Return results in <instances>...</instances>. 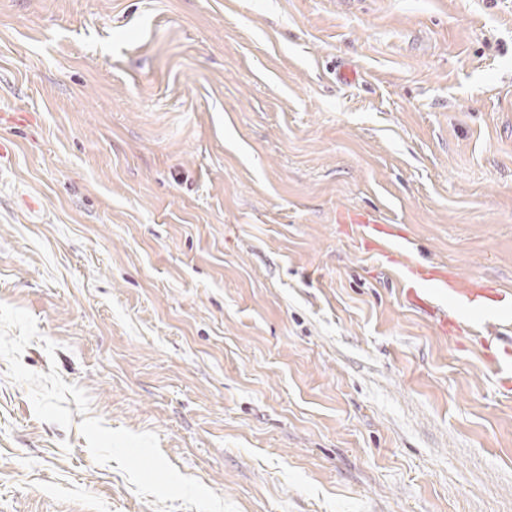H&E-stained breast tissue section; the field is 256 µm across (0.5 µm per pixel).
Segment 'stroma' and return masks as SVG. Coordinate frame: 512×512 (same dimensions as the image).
I'll use <instances>...</instances> for the list:
<instances>
[{"label":"stroma","instance_id":"stroma-1","mask_svg":"<svg viewBox=\"0 0 512 512\" xmlns=\"http://www.w3.org/2000/svg\"><path fill=\"white\" fill-rule=\"evenodd\" d=\"M0 142V512H512V0H0ZM345 222L347 224H359L360 239L367 249H373L376 246L374 241L379 234L388 231L385 226L378 224V222L374 220L350 217L348 221L346 220ZM405 274L409 296L415 302L419 299L418 285L430 284L441 293L448 294V299L461 303L471 313L495 312L502 315L506 311L500 303L504 302L508 295L499 288L478 281L463 284L446 268L405 264Z\"/></svg>","mask_w":512,"mask_h":512}]
</instances>
